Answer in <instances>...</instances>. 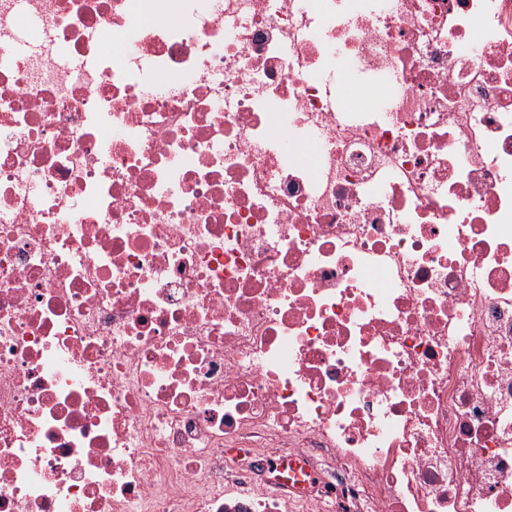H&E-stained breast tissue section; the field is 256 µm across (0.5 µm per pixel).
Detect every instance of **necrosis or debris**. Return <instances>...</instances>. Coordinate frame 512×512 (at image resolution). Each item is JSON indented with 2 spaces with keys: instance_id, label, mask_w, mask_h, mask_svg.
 <instances>
[{
  "instance_id": "obj_1",
  "label": "necrosis or debris",
  "mask_w": 512,
  "mask_h": 512,
  "mask_svg": "<svg viewBox=\"0 0 512 512\" xmlns=\"http://www.w3.org/2000/svg\"><path fill=\"white\" fill-rule=\"evenodd\" d=\"M163 4L0 0V512H512V0ZM302 476L311 482L317 477L316 473L310 471L303 461L281 457L274 462L266 479L275 489L288 496L291 492L299 493L307 487L308 482H303Z\"/></svg>"
}]
</instances>
